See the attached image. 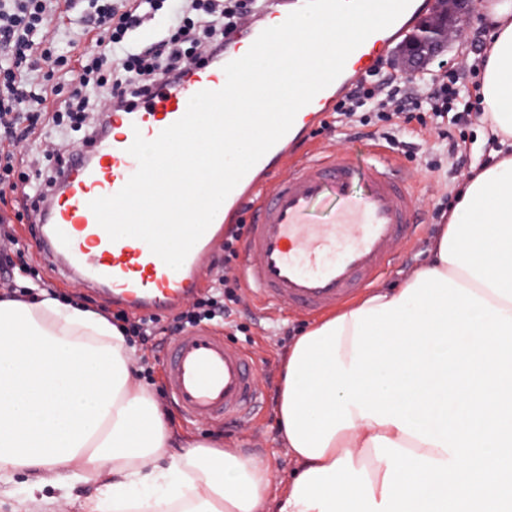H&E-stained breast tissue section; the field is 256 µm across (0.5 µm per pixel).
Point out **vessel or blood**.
Listing matches in <instances>:
<instances>
[{"label":"vessel or blood","mask_w":512,"mask_h":512,"mask_svg":"<svg viewBox=\"0 0 512 512\" xmlns=\"http://www.w3.org/2000/svg\"><path fill=\"white\" fill-rule=\"evenodd\" d=\"M304 3L286 0L284 9L268 18L246 21L238 32L240 42L251 47L264 29L282 23ZM424 10L422 0H411L390 27L372 33L349 55L343 77L353 82L373 71L393 39ZM223 85V68L193 65L181 81L161 86L142 106L112 113L108 130L76 149L56 197L32 227L44 252L61 260L69 278L111 296L115 304L151 313L194 296L221 224L248 196L253 218L240 275L263 304L315 313L370 287L414 233L417 198L409 176L378 148L365 172L350 155L328 151L302 156L287 170L278 168L288 143L334 97L332 85L298 111L291 129L243 176L180 269L168 267L143 240H111L98 224L89 203L116 194L137 171L138 162L128 152L135 135L156 138L185 114L193 95ZM360 183L365 186L361 192L356 189ZM163 377L191 420L248 415L262 396L247 352L201 330L168 343Z\"/></svg>","instance_id":"vessel-or-blood-1"}]
</instances>
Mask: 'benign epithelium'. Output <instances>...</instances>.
<instances>
[{"label": "benign epithelium", "mask_w": 512, "mask_h": 512, "mask_svg": "<svg viewBox=\"0 0 512 512\" xmlns=\"http://www.w3.org/2000/svg\"><path fill=\"white\" fill-rule=\"evenodd\" d=\"M476 0H435L430 15L410 33L393 57L394 65L413 75L448 50V38L472 20Z\"/></svg>", "instance_id": "obj_1"}]
</instances>
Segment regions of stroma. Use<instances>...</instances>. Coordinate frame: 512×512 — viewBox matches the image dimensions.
Returning <instances> with one entry per match:
<instances>
[{
    "label": "stroma",
    "instance_id": "obj_1",
    "mask_svg": "<svg viewBox=\"0 0 512 512\" xmlns=\"http://www.w3.org/2000/svg\"><path fill=\"white\" fill-rule=\"evenodd\" d=\"M477 119L463 125L456 140L459 152L448 156L441 139L435 133H424L416 141L411 153L396 152L399 163L412 176V188L421 210L422 222L415 236L391 258L379 287L387 288L421 267L427 259V248L437 236L443 222L437 219V208L447 207L454 187L463 181L469 163L476 158L475 130ZM372 139L368 128H336L314 137H306L302 149L312 152L322 147L349 152L360 166H367ZM436 162V169H427V162ZM17 196L11 191L0 194V217L11 224L20 243L19 253L13 254L15 267L30 268L33 277L54 292L80 299L89 308L105 314L115 313L111 300L84 288L74 281L62 279L41 253L28 233L25 224L17 221ZM243 301L236 305L226 322L211 325L212 333L224 336L233 345L250 352L255 363L256 376L264 391V402L239 424L216 420L188 423L180 413H173L177 438L218 440L224 447L271 461L274 478L272 496H282L291 482L296 464L280 443L277 424V403L281 380V365L291 341L308 329L316 318L295 310L275 311L262 307L250 292H243Z\"/></svg>",
    "mask_w": 512,
    "mask_h": 512
}]
</instances>
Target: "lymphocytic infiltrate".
<instances>
[{"label":"lymphocytic infiltrate","mask_w":512,"mask_h":512,"mask_svg":"<svg viewBox=\"0 0 512 512\" xmlns=\"http://www.w3.org/2000/svg\"><path fill=\"white\" fill-rule=\"evenodd\" d=\"M95 14L87 21L94 37L79 57V70L68 67V57L58 45L47 41L45 29L53 0H0V139H26L30 125L41 116L40 106L49 94H66L67 100L53 113L51 121L65 134H80L91 141L86 114L97 97H105L103 112H128L154 95L159 83L180 78L188 65L219 62L224 46L237 29L243 15H261L266 0H183L157 39L141 43L135 31L142 13L163 10L167 0H122L113 7L110 0H88ZM49 63L51 73H42L41 63ZM59 79H52V72ZM445 118L449 113L473 112L464 74L449 71L438 86L427 76L391 74L378 67L335 104L333 112L340 126L368 124L370 118L383 122L397 117L413 120L417 111ZM69 161L56 149L43 152L36 173L16 171L13 155L0 151V185L21 192L24 199L50 198ZM243 226L229 231L224 240V267L218 271L219 291L197 298L176 315L167 329L178 336L188 329L232 314L240 302L239 278L235 273L239 257L237 244Z\"/></svg>","instance_id":"lymphocytic-infiltrate-1"}]
</instances>
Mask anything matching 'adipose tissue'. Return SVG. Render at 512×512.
Listing matches in <instances>:
<instances>
[{
	"label": "adipose tissue",
	"mask_w": 512,
	"mask_h": 512,
	"mask_svg": "<svg viewBox=\"0 0 512 512\" xmlns=\"http://www.w3.org/2000/svg\"><path fill=\"white\" fill-rule=\"evenodd\" d=\"M480 134L432 262L288 349L278 401L297 468L278 512H512V0H483ZM0 297V487L13 512L78 482L81 512H268V461L171 422L111 320L26 276Z\"/></svg>",
	"instance_id": "adipose-tissue-1"
}]
</instances>
